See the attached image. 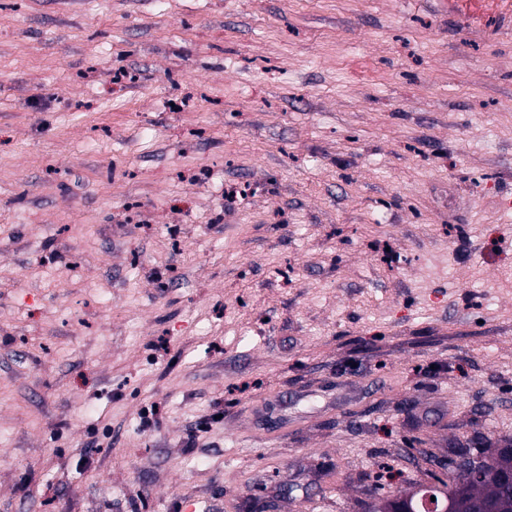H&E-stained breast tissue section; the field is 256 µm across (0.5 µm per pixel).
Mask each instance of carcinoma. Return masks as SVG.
<instances>
[{
  "label": "carcinoma",
  "mask_w": 512,
  "mask_h": 512,
  "mask_svg": "<svg viewBox=\"0 0 512 512\" xmlns=\"http://www.w3.org/2000/svg\"><path fill=\"white\" fill-rule=\"evenodd\" d=\"M476 454L482 460L480 476L471 483L459 488L454 482L456 459L465 455ZM448 471V480H438L436 484H418L409 489H402L391 483L381 496H376V489L369 493L372 501L368 503L366 512H393L403 507L409 512H448V509L464 500L481 501L494 512H512V494L502 486V476L512 473V440L498 446L488 454L465 446H454L448 449V460L443 464Z\"/></svg>",
  "instance_id": "obj_1"
}]
</instances>
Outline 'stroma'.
<instances>
[{"label": "stroma", "instance_id": "stroma-1", "mask_svg": "<svg viewBox=\"0 0 512 512\" xmlns=\"http://www.w3.org/2000/svg\"><path fill=\"white\" fill-rule=\"evenodd\" d=\"M512 439V31L435 0H0V512H365Z\"/></svg>", "mask_w": 512, "mask_h": 512}]
</instances>
